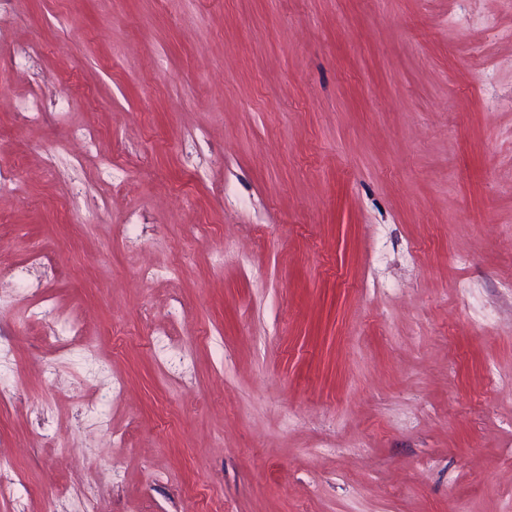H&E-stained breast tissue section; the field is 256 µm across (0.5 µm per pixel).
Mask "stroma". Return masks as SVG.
Masks as SVG:
<instances>
[{"instance_id": "obj_1", "label": "stroma", "mask_w": 512, "mask_h": 512, "mask_svg": "<svg viewBox=\"0 0 512 512\" xmlns=\"http://www.w3.org/2000/svg\"><path fill=\"white\" fill-rule=\"evenodd\" d=\"M0 218V512H512V0H0Z\"/></svg>"}]
</instances>
